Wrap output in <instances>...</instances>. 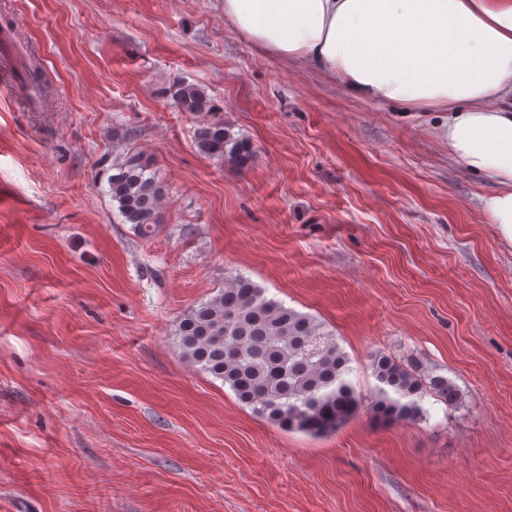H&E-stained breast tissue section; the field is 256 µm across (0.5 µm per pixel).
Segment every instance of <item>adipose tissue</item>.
I'll return each mask as SVG.
<instances>
[{
	"mask_svg": "<svg viewBox=\"0 0 512 512\" xmlns=\"http://www.w3.org/2000/svg\"><path fill=\"white\" fill-rule=\"evenodd\" d=\"M244 40L360 99L445 112L448 156L492 181L512 243V0H224Z\"/></svg>",
	"mask_w": 512,
	"mask_h": 512,
	"instance_id": "adipose-tissue-1",
	"label": "adipose tissue"
}]
</instances>
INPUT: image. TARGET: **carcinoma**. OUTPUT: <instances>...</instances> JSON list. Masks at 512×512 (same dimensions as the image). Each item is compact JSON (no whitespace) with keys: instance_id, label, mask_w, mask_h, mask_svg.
<instances>
[{"instance_id":"cac0c4a2","label":"carcinoma","mask_w":512,"mask_h":512,"mask_svg":"<svg viewBox=\"0 0 512 512\" xmlns=\"http://www.w3.org/2000/svg\"><path fill=\"white\" fill-rule=\"evenodd\" d=\"M15 77L48 101L49 82L38 67L26 65ZM165 94L183 112L210 115L195 132L202 155L240 168L250 161L252 144L217 116L204 87L177 80ZM112 170L109 195L124 223L140 237L154 235L164 224L165 188L153 160L129 149ZM175 336L187 361L222 381L256 416L313 438L337 433L364 406L382 422L414 421L425 414V395L448 406L459 397L450 379L424 370L416 360L402 363L380 351L370 355L378 385L363 397L349 379V356L324 325L266 295V289L242 274L226 279L217 294L183 314Z\"/></svg>"}]
</instances>
